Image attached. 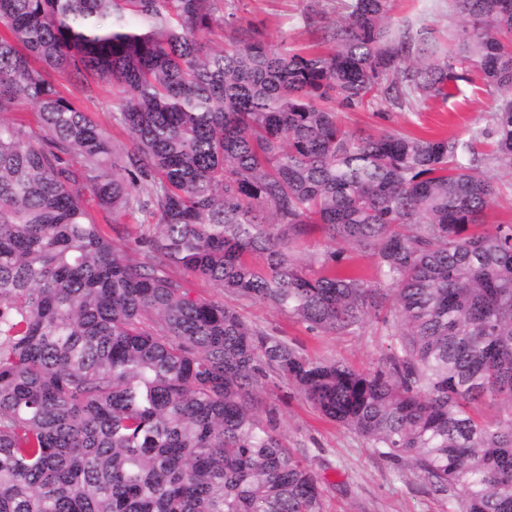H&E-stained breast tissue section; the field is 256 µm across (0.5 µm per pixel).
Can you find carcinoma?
<instances>
[{
	"label": "carcinoma",
	"instance_id": "obj_1",
	"mask_svg": "<svg viewBox=\"0 0 512 512\" xmlns=\"http://www.w3.org/2000/svg\"><path fill=\"white\" fill-rule=\"evenodd\" d=\"M220 0H0V512H324L316 477L256 387L272 370L325 418L408 458L450 512H512V224L483 228L493 181L470 145L355 132L335 105L447 98L464 75L429 45L407 65L393 0H348L308 49L271 47ZM466 60L512 89V0H456ZM118 87L116 147L50 73ZM38 112L37 132L8 115ZM512 163V99L493 110ZM144 211L130 259L84 202ZM366 253L374 288L313 228ZM182 267L324 333L385 304L396 350L358 371L312 359L192 293ZM507 406L487 421L468 410ZM333 248L344 249V260L341 264L354 268L373 287L387 288V282L381 279L377 272L375 261L366 255L360 254L347 246L333 244L321 229H316L300 237L290 245L292 258L300 265L312 271L320 270L321 258Z\"/></svg>",
	"mask_w": 512,
	"mask_h": 512
}]
</instances>
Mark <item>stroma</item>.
I'll return each instance as SVG.
<instances>
[{"label":"stroma","instance_id":"obj_1","mask_svg":"<svg viewBox=\"0 0 512 512\" xmlns=\"http://www.w3.org/2000/svg\"><path fill=\"white\" fill-rule=\"evenodd\" d=\"M343 0H224L223 10L235 13L242 24L262 32L272 47L288 43L301 48L321 35L323 26L337 18ZM462 16L453 0H394L392 32L417 35L427 31L449 56L459 54L458 33ZM84 104L107 129L121 149L131 141L112 121L119 92L97 77L87 76ZM498 89L485 85L480 72L469 68L466 81L445 99L416 98L399 107L378 97L369 105L340 112L353 130L385 129L422 137H448L471 143L478 160L477 172L491 178L498 188L496 205L488 211L486 225L512 222V164L498 161L491 146L492 108ZM99 223H113V240L131 258L142 255L136 239L142 225L152 223L145 212L134 211L113 219L89 203ZM193 293L235 309L249 324L273 332L304 355L339 361L359 370L382 366L392 353L395 336L380 318L369 317L353 334L336 335L307 330L267 302L224 292L214 283L189 278ZM259 398L271 410L276 433L304 458L323 489L324 512H448L446 498L432 493L421 472L406 459L381 456L377 449L343 425L324 419L291 382L267 372L259 384Z\"/></svg>","mask_w":512,"mask_h":512}]
</instances>
